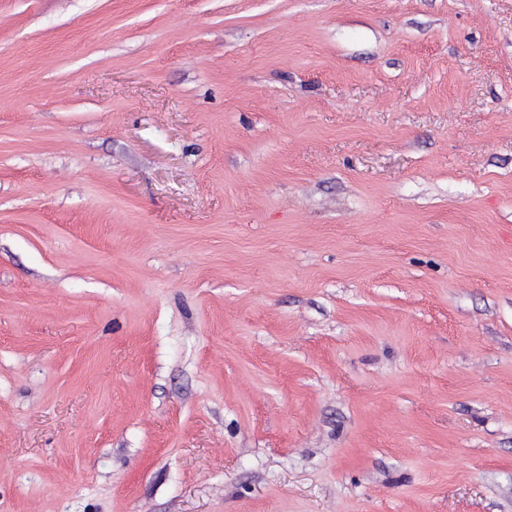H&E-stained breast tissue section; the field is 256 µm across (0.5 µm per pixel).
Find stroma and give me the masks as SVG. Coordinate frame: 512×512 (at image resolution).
Listing matches in <instances>:
<instances>
[{"label":"stroma","instance_id":"35a3bbf8","mask_svg":"<svg viewBox=\"0 0 512 512\" xmlns=\"http://www.w3.org/2000/svg\"><path fill=\"white\" fill-rule=\"evenodd\" d=\"M0 512H512V0H0Z\"/></svg>","mask_w":512,"mask_h":512}]
</instances>
